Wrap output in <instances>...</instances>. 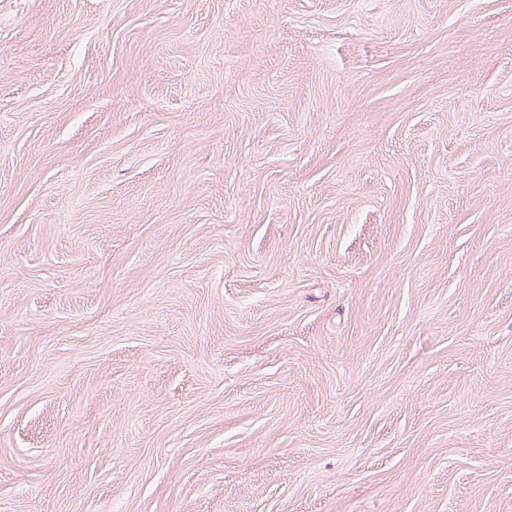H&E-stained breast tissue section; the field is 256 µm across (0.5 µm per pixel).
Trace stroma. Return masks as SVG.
I'll return each mask as SVG.
<instances>
[{
  "instance_id": "1",
  "label": "stroma",
  "mask_w": 512,
  "mask_h": 512,
  "mask_svg": "<svg viewBox=\"0 0 512 512\" xmlns=\"http://www.w3.org/2000/svg\"><path fill=\"white\" fill-rule=\"evenodd\" d=\"M0 512H512V0H0Z\"/></svg>"
}]
</instances>
